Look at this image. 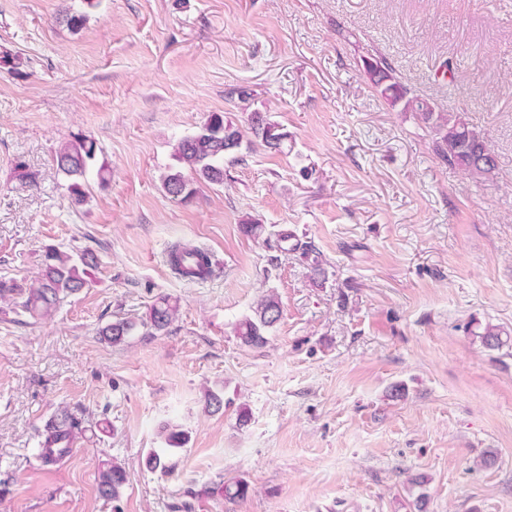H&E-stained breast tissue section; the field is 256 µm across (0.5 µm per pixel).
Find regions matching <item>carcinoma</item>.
Listing matches in <instances>:
<instances>
[{
	"mask_svg": "<svg viewBox=\"0 0 512 512\" xmlns=\"http://www.w3.org/2000/svg\"><path fill=\"white\" fill-rule=\"evenodd\" d=\"M363 69L374 88L388 105L402 106L405 112H419L420 121L430 128L435 136V151L440 159L449 165L474 177H486L496 167L494 152L488 145L484 133L472 125L462 112H424V104L410 106V100L392 91L400 83L380 85L391 78L392 68L383 59L363 61ZM249 129L255 139L269 149L281 152L288 133L281 126L268 119L261 112H253L249 117ZM235 141L241 147V128L224 117L222 112L209 114L199 130L181 138L176 144L174 155L177 161L187 167L191 176L180 170H172L161 178L165 192L183 202L191 201L201 183L221 184L224 182V157L234 150L224 149V139ZM99 148L96 141L77 136L62 144L55 154L56 168L67 182L71 201L80 204L84 201V185L87 175L97 169L99 181H106L107 169L95 166ZM243 233L254 239L276 244L284 253L301 252L311 260L310 268L314 275L324 274L318 256L312 246L296 239V235L286 229L271 230L265 224L248 222L241 225ZM98 259L91 252L73 255L51 249L46 252L41 271L34 286L26 288L14 280L0 279V300L19 298L22 311L32 317H49L55 313L73 294L80 292L87 284V269L97 266ZM169 264L175 274L187 280L204 278L212 273V256L200 248L175 247L170 250ZM282 310L278 297L264 295L253 307L251 314L244 316L235 326V336L240 344L248 348H261L268 342V335L281 319ZM178 316V303L169 296H160L150 305L144 317L138 319H118L102 329V335L114 345H120L137 331L153 336L165 332ZM481 343L488 349H498L504 345L500 330L493 326L485 328L480 336ZM88 431L84 416L70 408H62L38 430L36 458L44 467H53L64 462L73 452L74 445ZM188 433L176 426L164 427L166 447L153 449L146 455L145 464L151 469H169L167 452L182 448L188 442ZM127 483V472L122 464L113 462L100 470L97 479L99 497L117 501ZM250 485L241 477L224 481L217 485V491L225 499L242 500L249 494Z\"/></svg>",
	"mask_w": 512,
	"mask_h": 512,
	"instance_id": "cac0c4a2",
	"label": "carcinoma"
}]
</instances>
